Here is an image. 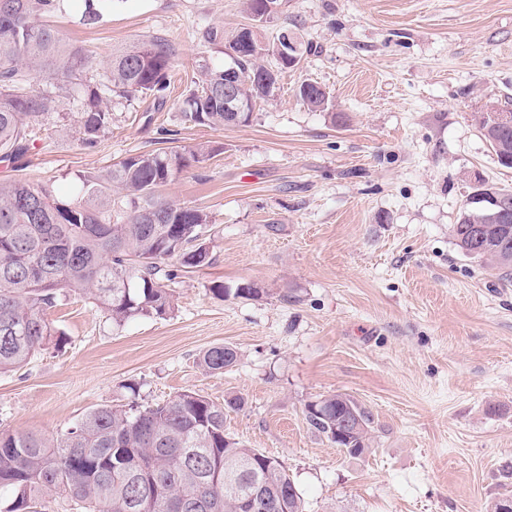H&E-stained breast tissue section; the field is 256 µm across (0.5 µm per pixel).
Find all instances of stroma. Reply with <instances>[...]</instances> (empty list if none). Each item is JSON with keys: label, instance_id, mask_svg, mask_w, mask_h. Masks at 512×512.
<instances>
[{"label": "stroma", "instance_id": "obj_1", "mask_svg": "<svg viewBox=\"0 0 512 512\" xmlns=\"http://www.w3.org/2000/svg\"><path fill=\"white\" fill-rule=\"evenodd\" d=\"M261 30L298 32L308 50L258 102L248 124L214 128L175 106L199 62L223 68L210 27L248 23L243 0H115L96 23L85 0L38 17L95 61L160 34L179 50L163 96L113 99L98 144L77 141L79 109L60 96L31 149L0 162L76 199L80 179L131 156L204 142L213 156L160 188L204 209L211 262L170 282L173 311L116 328L91 302L50 314L66 341L0 374V430L52 435L103 404H162L184 391L231 395L224 431L278 458L303 512H492L512 488V283L463 254L452 236L476 182L512 188L478 114L512 109V0H280ZM330 93L320 112L295 95ZM254 284L258 297L212 293ZM240 353L224 372L207 348ZM344 393L374 415L353 458L313 433L310 401ZM297 97L312 109L328 111L332 106L329 92L318 82L304 81L297 88ZM238 357V351L232 346H212L201 354L199 365L207 373H221L234 366Z\"/></svg>", "mask_w": 512, "mask_h": 512}]
</instances>
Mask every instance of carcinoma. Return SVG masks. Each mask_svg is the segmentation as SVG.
Returning <instances> with one entry per match:
<instances>
[{"label": "carcinoma", "mask_w": 512, "mask_h": 512, "mask_svg": "<svg viewBox=\"0 0 512 512\" xmlns=\"http://www.w3.org/2000/svg\"><path fill=\"white\" fill-rule=\"evenodd\" d=\"M66 0H0V158L24 153L54 110L56 95L45 79L62 81L58 90L81 104L79 142L98 143L112 123V97L157 95L167 87L178 50L168 39L149 36L112 54L94 85L83 80L93 58L67 46L32 17L52 14ZM207 29L209 43H225L235 53L240 96L255 106L275 95L290 61L260 63L244 43L245 30ZM271 74L270 84L260 83ZM303 104L320 111L332 106L329 92L316 81L297 88ZM186 120L226 127L224 70L200 65V77L179 102ZM479 129L499 162L512 167V129L489 118ZM205 143L185 152L143 154L83 176L78 197L56 198L45 186L23 179L0 181V374L28 365L50 345L63 342L48 317L61 298L90 300L112 325L136 317L163 318L173 310L165 283L185 269L210 264L209 215L174 204L158 189L191 164L210 159ZM482 228L483 250L472 252L473 226ZM453 235L469 256L483 260L504 282L512 280V223L499 222L493 205L473 202L461 211ZM224 297L252 298L258 289L216 285ZM238 351L212 346L199 358L207 373L234 366ZM133 394L124 405H100L53 435L0 433V487L13 499L3 512H53L58 496L83 512H181L184 498L201 502L197 512H303L300 493L273 456L248 448L224 433V407L241 408L234 395L218 405L196 392H181L160 405H144ZM310 429L331 442L349 423L341 441L348 455L369 450L373 415L350 396L337 393L305 407Z\"/></svg>", "instance_id": "carcinoma-1"}]
</instances>
